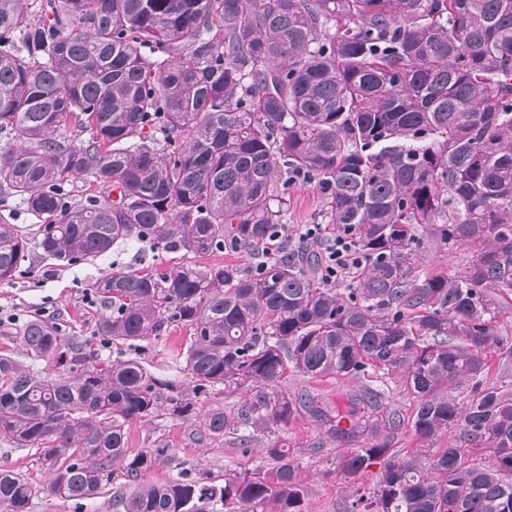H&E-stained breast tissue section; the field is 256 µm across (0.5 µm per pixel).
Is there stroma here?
Segmentation results:
<instances>
[{"instance_id":"35a3bbf8","label":"stroma","mask_w":512,"mask_h":512,"mask_svg":"<svg viewBox=\"0 0 512 512\" xmlns=\"http://www.w3.org/2000/svg\"><path fill=\"white\" fill-rule=\"evenodd\" d=\"M288 196L284 234L294 241L303 225L319 223L322 205L318 192L308 182L290 185ZM183 261L198 266H243L248 257L242 252H216L204 256L166 253L146 241L113 246L90 264L78 262L55 266L33 246L21 264V275L11 283L0 284V321L20 322L37 316L55 323L65 337L89 339L93 337L97 318L104 310L94 293L96 280L116 270L134 268L150 272ZM190 334L188 326L177 322L169 324L159 337L138 342L135 355L155 375L188 387L189 380L185 374L176 371L174 358ZM280 386L291 394L309 391L329 410L343 414L353 410V399L364 387H382L385 393L382 406L371 413L366 427L360 428L356 447L366 448L385 440L403 455L419 444L411 426L417 402L397 375L384 376L376 372L351 379L333 374L311 377L289 373ZM391 411L400 416V427L387 425L385 418ZM191 430L189 422L166 415L149 420L136 419L125 427L127 446L132 452L153 449L160 444L166 446V461L150 473L154 479H165L181 472L220 485L224 482L225 470L244 472L261 463L256 449L242 450L237 434L228 432L223 438L200 442L195 440ZM267 439L288 448L298 463L299 477L308 489L306 512H343L346 487L351 480L340 472L338 463L346 448L327 435L324 424L303 414L287 426L274 429ZM1 469L18 472L41 486L42 491L34 498L30 512H112L110 497L106 494L90 500H67L47 492L50 474L46 467L35 462L28 449L0 440Z\"/></svg>"}]
</instances>
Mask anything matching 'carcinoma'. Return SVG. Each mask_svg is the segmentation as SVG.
<instances>
[{"instance_id": "obj_1", "label": "carcinoma", "mask_w": 512, "mask_h": 512, "mask_svg": "<svg viewBox=\"0 0 512 512\" xmlns=\"http://www.w3.org/2000/svg\"><path fill=\"white\" fill-rule=\"evenodd\" d=\"M0 135V199L44 220L36 246L59 266L145 240L250 258L94 283L105 344L191 328L175 357L189 391L40 318L15 325L23 356L56 372L0 354V438L48 468L45 490L97 498L120 466L113 512H304L299 466L276 442L220 487L149 481L165 448L129 456L125 424L164 410L203 437L245 429L247 445L305 413L344 444L359 420L279 382L381 370L416 399L424 447L348 451L345 475L379 471L344 512H512V384L490 379L488 359L512 361L496 330L512 295V0H40L34 13L0 0ZM81 176L96 194L77 201ZM303 177L329 235L355 237L343 288L326 254L278 241ZM426 242L475 255L420 275ZM28 249L1 220L0 283ZM217 386L244 394L236 416H198ZM448 431V447H426ZM44 489L1 470L0 512H29Z\"/></svg>"}]
</instances>
